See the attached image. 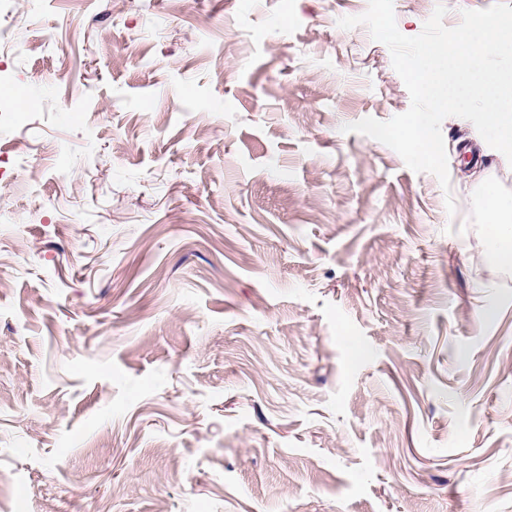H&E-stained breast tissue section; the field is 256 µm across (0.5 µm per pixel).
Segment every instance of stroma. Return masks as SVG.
<instances>
[{
    "instance_id": "1",
    "label": "stroma",
    "mask_w": 512,
    "mask_h": 512,
    "mask_svg": "<svg viewBox=\"0 0 512 512\" xmlns=\"http://www.w3.org/2000/svg\"><path fill=\"white\" fill-rule=\"evenodd\" d=\"M367 6L8 0L0 512H512V164L344 132L411 104ZM485 205L493 217L492 248L499 259L512 264V197L504 198L493 188L485 191Z\"/></svg>"
}]
</instances>
